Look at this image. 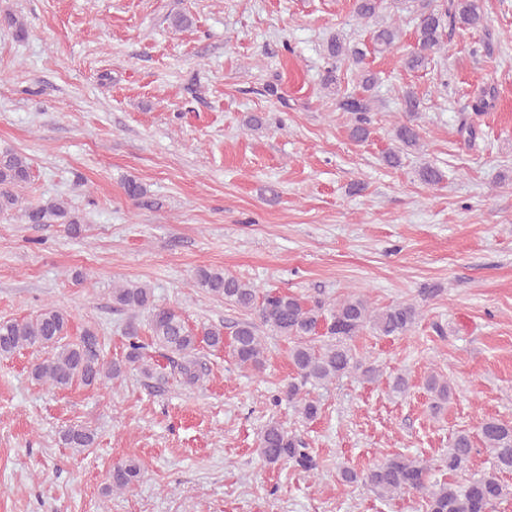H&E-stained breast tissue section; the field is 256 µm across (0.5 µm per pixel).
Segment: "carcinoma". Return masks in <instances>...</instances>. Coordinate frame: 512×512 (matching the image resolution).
I'll list each match as a JSON object with an SVG mask.
<instances>
[{"instance_id": "cac0c4a2", "label": "carcinoma", "mask_w": 512, "mask_h": 512, "mask_svg": "<svg viewBox=\"0 0 512 512\" xmlns=\"http://www.w3.org/2000/svg\"><path fill=\"white\" fill-rule=\"evenodd\" d=\"M404 9L414 13L415 50L406 59L410 70L428 67L444 50L445 37L456 28L479 30L485 16L480 0H401ZM381 0H355L354 14L365 23L378 17ZM0 26L10 30L16 39L23 40L27 29L11 13L0 16ZM400 23H378L370 31L373 50L384 53L396 46L401 36ZM326 52L332 59L326 70L322 88L338 96V109L352 115L350 137L362 142L370 135L369 113L374 101L367 95L376 82L374 75L362 71L353 74L362 93H341L337 72L345 63L358 64L367 53L366 44L351 43L336 34L326 43ZM497 92L492 86L480 88L473 97L471 108L477 113L487 112L495 105ZM405 120L394 127L393 138L397 149L384 156L391 167L401 164V153L422 147L418 124L420 99L408 91L402 98ZM418 178L424 185L435 187L443 181L440 170L422 165ZM30 159L19 152H0V215L17 210V190L30 180ZM22 217L29 224L60 222L73 232L79 230V218L70 214L64 202L51 199L24 211ZM194 286L205 293L224 298V301L244 311L254 319H244L232 326L230 340H225L224 327L201 324L190 327L180 311L155 304L153 290L145 284L128 282L112 288L113 308L128 313L125 336L127 352L123 359L106 361L103 343L95 330L86 328L76 338L70 336V324L65 311L46 307L30 319L0 321V356H11L24 349L49 350L48 356L32 366V377L54 389L65 390L75 385L91 387L104 380H118L130 366L137 367L147 378H161L162 374L148 358L146 349L154 347L180 359L179 373L184 385L195 387L205 376L206 367L199 357L203 348L222 351L229 348L236 366L243 371L259 372L265 367L266 336L288 341V358L294 376L283 385L274 403L285 401L301 421L313 422L321 413L319 401L310 397V388L326 387L344 377L375 382L380 369L360 354L353 341L365 330L380 337H400L410 333L421 321L423 309L413 301H398L384 307H375L360 292H351L333 302L321 298L304 300L280 291L259 293L254 286L219 269L200 267L194 274ZM148 313V341H143L138 315ZM430 396V409L441 415L452 403L454 392L448 378L431 371L425 380ZM62 444L83 452L94 446L95 433L82 426L71 425L62 431ZM487 450L494 458V468L467 480L458 482L454 476L469 467L476 447ZM258 453L270 467L289 465L309 476L319 472L321 464L313 450L283 424L270 420L260 429ZM512 472V425L498 419H488L480 426L477 436L461 430L454 434L448 449L432 465L408 454H394L365 470L345 468L341 480L361 482L380 499L391 500L406 494H415L422 501L424 512H496L498 506L512 498V487L503 475ZM144 469L135 459L119 461L112 466L105 493L124 492L142 479Z\"/></svg>"}]
</instances>
